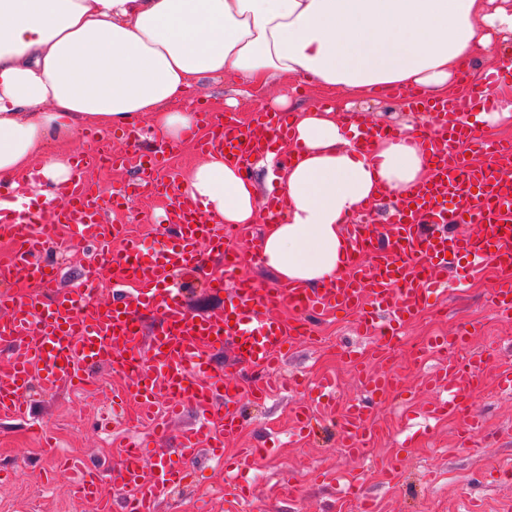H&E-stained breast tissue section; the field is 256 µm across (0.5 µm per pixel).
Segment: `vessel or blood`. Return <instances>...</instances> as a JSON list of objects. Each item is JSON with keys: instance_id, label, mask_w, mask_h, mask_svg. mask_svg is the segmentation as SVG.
Masks as SVG:
<instances>
[{"instance_id": "b4317fda", "label": "vessel or blood", "mask_w": 512, "mask_h": 512, "mask_svg": "<svg viewBox=\"0 0 512 512\" xmlns=\"http://www.w3.org/2000/svg\"><path fill=\"white\" fill-rule=\"evenodd\" d=\"M495 105L492 98L411 97V109H424L431 116L417 138L430 176L398 202L383 231L363 221L353 224L348 275L317 290L289 283L261 288L241 274L237 247L225 241L223 229L205 224L175 175L166 172L164 155L158 151L142 155L146 185L171 201L164 231L173 244L149 256L138 242L125 239L123 225L112 227L122 240L120 253H113L110 240L98 234L107 213L124 208L128 198L122 191L107 193L89 183L87 169L104 161L124 166L126 154L101 148L81 158L51 204L53 220L48 224L42 210H14L15 191L0 190L5 203L0 237L13 244L9 255L0 258V341L11 347L8 367L0 372V420L26 415L32 385L47 390L79 385L91 363L104 359L114 371L133 376L124 394L138 400L145 415L155 416L158 431H166L185 405H194L203 423L181 434L176 458L161 459L156 449L129 444L113 472L122 491V512H160L172 489L185 479L189 463L204 452L222 457L225 441L237 435L245 420L238 381L211 364L208 350L234 344L240 369L250 373L251 397L264 399L272 389L271 369L294 340L309 333L305 315L356 310L364 335H379L385 346L400 342L405 326L426 307L429 290L446 280L455 259L496 265L501 278L490 303L500 319L511 321L512 177L501 166L512 160V141L477 139L473 126L448 119L452 113ZM210 125V136L193 140L197 152L224 151L239 165L288 134L273 112L259 113L251 128L241 127L230 113L211 119ZM473 143L484 162L471 158L467 147ZM472 221L481 223V233L461 232V225ZM66 224L92 243L90 268L107 264L116 292L113 304L97 302L88 288L56 287L58 270L43 255L49 245L62 244L58 230ZM204 244L226 271L216 289L230 302L221 312L198 316L188 308L185 289L170 282L184 273L202 272ZM19 278L37 284V291L21 297L4 290V283ZM143 313L159 317L152 334L144 332L139 320ZM468 342L464 335L428 342L427 352L440 358L429 383L441 397L430 403L427 413L437 419L460 418L466 427L461 443L476 451L483 445L485 425L474 399L486 384L491 357L469 351L466 358H456V351L466 349ZM364 385L366 400H350L342 410V446L354 458L366 456L373 444L366 423L370 402L393 393L398 378L386 372L366 377ZM335 389L331 377L311 387L295 412L300 430L310 427L324 398ZM249 464V458H242L226 478L225 512H239L248 486L238 472Z\"/></svg>"}]
</instances>
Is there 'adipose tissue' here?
Here are the masks:
<instances>
[{"instance_id": "1", "label": "adipose tissue", "mask_w": 512, "mask_h": 512, "mask_svg": "<svg viewBox=\"0 0 512 512\" xmlns=\"http://www.w3.org/2000/svg\"><path fill=\"white\" fill-rule=\"evenodd\" d=\"M511 42L512 0H0V181L46 205L70 176L76 130L145 118L169 141L205 131L184 101L206 76L445 97L460 68ZM289 119L291 138L252 175L214 153L183 185L209 222L253 224L257 177L274 180L283 217L265 224L260 262L278 283L321 288L348 271L346 226L377 189L400 199L429 165L412 126L364 154L335 109ZM296 149L298 161L277 164Z\"/></svg>"}]
</instances>
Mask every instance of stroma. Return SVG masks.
Wrapping results in <instances>:
<instances>
[{
  "label": "stroma",
  "instance_id": "stroma-1",
  "mask_svg": "<svg viewBox=\"0 0 512 512\" xmlns=\"http://www.w3.org/2000/svg\"><path fill=\"white\" fill-rule=\"evenodd\" d=\"M280 90L275 84L252 85L228 75L207 80L202 96L211 111L226 99H236L238 114L248 116ZM353 110L395 131L406 125L424 126L426 119L425 113L412 111L404 99L392 97L387 90L355 99ZM164 206V201L144 193L134 202L138 220L126 221L124 213L117 212L108 221L125 224L129 234L142 237L152 248L156 245L152 229ZM89 250V244L76 236L67 239L65 248L49 249L61 274L60 286L84 280ZM496 278V269L488 264L467 283L448 280L444 290L430 298L440 323L422 314L406 331L407 338L418 342L432 334L454 336L472 325L476 328L474 349L492 352L487 384L475 398L486 424L483 452L475 455L460 446L463 424L451 416L434 423L431 433L414 447H401L406 409L432 398L426 384L430 366L416 364L393 349L386 352L387 365L398 372L402 395L382 400L371 410L376 430L373 461L353 459L340 448L334 417L322 423L313 437H292L291 408L304 396L303 390L290 386L292 377L312 382L330 373L336 375L343 398L365 395L354 367L342 357L343 352L369 343L360 332L357 315L320 316L312 321L314 334L284 358L272 396L265 403L245 405V426L224 449L229 459L243 448L269 451L248 475L254 494L252 512H359L357 501L342 493L352 480L361 482L372 496L375 512H512V389L497 383L498 371L512 365V323L500 321L487 303ZM127 383V377L103 361L90 369L85 389L46 392L32 388L26 418L0 421V470L14 473L6 492H0V512H115L120 496L112 478L119 455L115 442L150 436L133 404L117 411L112 408L113 394ZM68 460L102 473L97 497L69 496L68 475L53 474L57 464ZM223 485V466L200 456L190 463L185 483L174 491L162 512H195L198 493L206 488L214 491L207 499L209 512H224Z\"/></svg>",
  "mask_w": 512,
  "mask_h": 512
}]
</instances>
